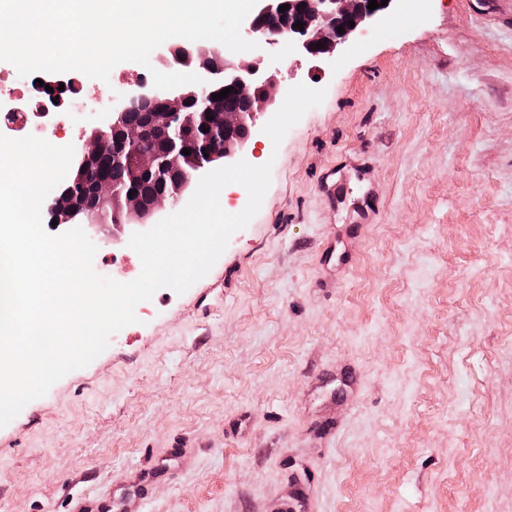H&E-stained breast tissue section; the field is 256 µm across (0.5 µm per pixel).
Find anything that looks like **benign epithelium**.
Here are the masks:
<instances>
[{"mask_svg":"<svg viewBox=\"0 0 512 512\" xmlns=\"http://www.w3.org/2000/svg\"><path fill=\"white\" fill-rule=\"evenodd\" d=\"M284 4L289 8L278 11ZM368 5L369 0H257L242 23L241 34L257 44H286L311 57H322L361 33L366 25L380 22L388 10L381 5L372 11ZM299 21L303 22L301 29L295 27ZM340 26L345 32H338ZM320 43L324 47L319 49ZM163 59L169 67H186L197 61L196 70L203 82L160 90L138 81L117 89L109 111L90 109L95 127L84 144L76 171L64 179L53 196L50 219L69 224L83 214L88 223L99 224L110 214L118 218L120 225L146 224L161 210L181 204L187 185L208 164L217 158L233 160L251 137L256 115L272 87L263 60L233 65L226 60L223 46L201 47L187 42L168 46ZM229 86L234 87L231 95L245 103V110L232 111L225 100H212V94ZM133 103L149 107L148 125L135 129L124 126L125 114ZM208 114L213 119H206ZM200 119L209 129L202 141L195 135ZM147 139L163 141L164 150L133 151ZM185 148L197 153V158L183 155ZM107 156L125 169L131 183L148 175L164 178L175 171L185 172L186 177L175 190H164L144 200L95 175L100 161ZM92 177L94 192L86 199L75 186Z\"/></svg>","mask_w":512,"mask_h":512,"instance_id":"benign-epithelium-1","label":"benign epithelium"}]
</instances>
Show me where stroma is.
<instances>
[{"mask_svg": "<svg viewBox=\"0 0 512 512\" xmlns=\"http://www.w3.org/2000/svg\"><path fill=\"white\" fill-rule=\"evenodd\" d=\"M323 58L259 212L0 428V512H512V0H418ZM86 233L124 259L138 225Z\"/></svg>", "mask_w": 512, "mask_h": 512, "instance_id": "stroma-1", "label": "stroma"}]
</instances>
